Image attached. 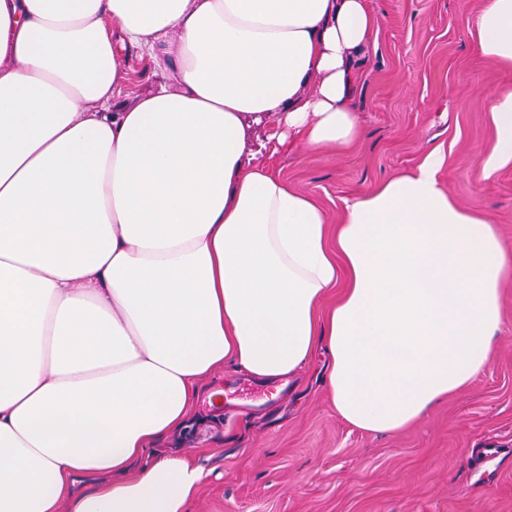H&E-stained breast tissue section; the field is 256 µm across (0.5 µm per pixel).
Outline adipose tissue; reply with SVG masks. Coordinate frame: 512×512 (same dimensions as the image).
Returning a JSON list of instances; mask_svg holds the SVG:
<instances>
[{
    "label": "adipose tissue",
    "instance_id": "1",
    "mask_svg": "<svg viewBox=\"0 0 512 512\" xmlns=\"http://www.w3.org/2000/svg\"><path fill=\"white\" fill-rule=\"evenodd\" d=\"M375 25L368 0H0V512H188L202 468L148 452L227 364L275 386L325 349L337 413L387 435L484 370L512 254L439 150L335 227L254 160L266 122L311 152L359 139ZM474 28L512 70V0ZM162 43L177 88L123 97L126 55ZM492 115L490 171L512 93Z\"/></svg>",
    "mask_w": 512,
    "mask_h": 512
}]
</instances>
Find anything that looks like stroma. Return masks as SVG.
I'll return each instance as SVG.
<instances>
[{
    "mask_svg": "<svg viewBox=\"0 0 512 512\" xmlns=\"http://www.w3.org/2000/svg\"><path fill=\"white\" fill-rule=\"evenodd\" d=\"M486 0H369L377 17L357 66L360 140L338 152L294 147L264 161L338 223L344 203L413 172L432 149L443 189L485 213L512 253V163H484L496 143L492 106L512 71L481 56L474 17ZM130 88L175 85L173 59H126ZM486 369L417 424L388 436L347 424L324 384L326 351L280 388L232 367L202 388L186 429L159 451L191 454L204 470L189 512H512V277ZM221 391L223 404L210 405ZM498 445L491 463L479 448Z\"/></svg>",
    "mask_w": 512,
    "mask_h": 512,
    "instance_id": "35a3bbf8",
    "label": "stroma"
}]
</instances>
